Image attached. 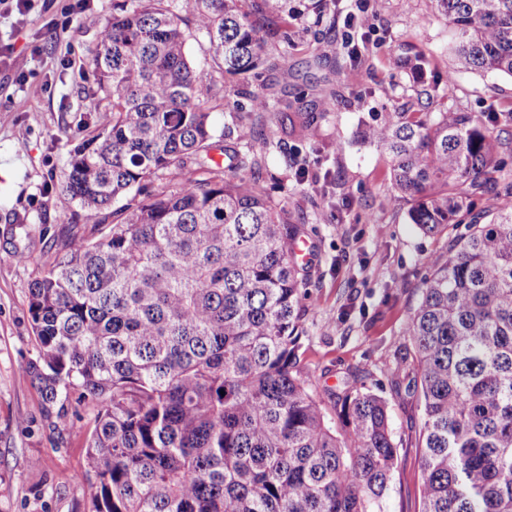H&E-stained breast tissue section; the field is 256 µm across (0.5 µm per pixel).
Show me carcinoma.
<instances>
[{
  "instance_id": "cac0c4a2",
  "label": "carcinoma",
  "mask_w": 512,
  "mask_h": 512,
  "mask_svg": "<svg viewBox=\"0 0 512 512\" xmlns=\"http://www.w3.org/2000/svg\"><path fill=\"white\" fill-rule=\"evenodd\" d=\"M435 2L456 69L512 78V0ZM287 5L115 0L102 22L91 65L107 105L61 183L83 228L29 288L36 358L23 365L58 417L73 392L100 406L73 476L90 512H383L398 465L389 404L363 369L324 397L300 369L301 229L256 177L265 113L279 114L268 151L310 139L326 112L262 89L254 123L232 112L235 129H219L188 50L200 36L223 76L272 66L286 81L291 39L273 15ZM406 62L425 81L427 59ZM364 137L427 235L496 188L503 142L472 112H390ZM491 212L428 259L412 347L381 369L423 406L420 512H512V202Z\"/></svg>"
}]
</instances>
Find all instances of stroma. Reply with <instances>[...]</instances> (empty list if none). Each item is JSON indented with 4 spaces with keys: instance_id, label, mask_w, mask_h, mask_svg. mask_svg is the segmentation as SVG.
<instances>
[{
    "instance_id": "1",
    "label": "stroma",
    "mask_w": 512,
    "mask_h": 512,
    "mask_svg": "<svg viewBox=\"0 0 512 512\" xmlns=\"http://www.w3.org/2000/svg\"><path fill=\"white\" fill-rule=\"evenodd\" d=\"M289 80L262 75L272 92L287 91L308 112L328 107L314 139L285 138L262 158V183L287 204L303 230L309 256L301 306L300 366L325 389L355 368L371 373L372 391L387 399L399 464L383 512H419L418 438L422 409L401 400L382 368L409 340L404 326L428 274V258L447 252L471 221L488 223L486 198L474 195L462 223L426 235L408 220L390 160L365 142V125L386 113L417 109L422 84L436 87L429 109L475 112L494 119L501 149L500 187L512 185V79L452 73L450 27L434 0H381L365 15L366 48L350 62L340 43L355 0H289ZM53 12L0 15V42L13 48V66L0 70V512H88L83 464L94 405L70 399L68 412H50L23 371L35 357L28 288L55 253L56 235L77 208L60 190L77 135L93 113L90 66L99 30L73 21L53 29ZM412 46L429 61L418 82L402 60ZM70 56L75 68L60 65ZM258 82V83H261ZM258 83L221 82L213 119L223 126L232 110L248 108ZM27 261L15 258L16 252Z\"/></svg>"
}]
</instances>
